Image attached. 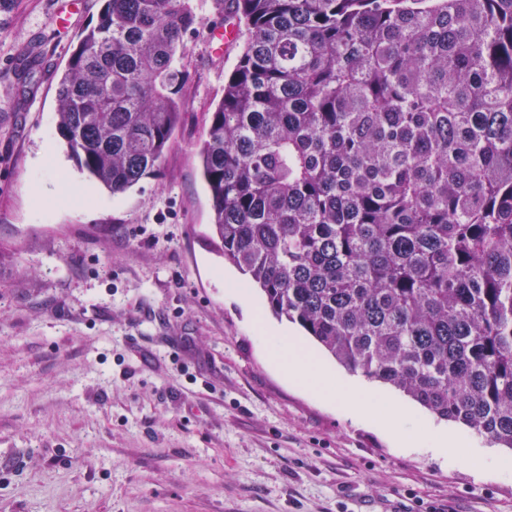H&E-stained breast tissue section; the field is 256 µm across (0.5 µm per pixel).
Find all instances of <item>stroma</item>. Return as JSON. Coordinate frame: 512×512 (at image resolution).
<instances>
[{
	"mask_svg": "<svg viewBox=\"0 0 512 512\" xmlns=\"http://www.w3.org/2000/svg\"><path fill=\"white\" fill-rule=\"evenodd\" d=\"M102 0H0V512H512V478L402 452L291 386L227 291L199 149L241 41L187 39L157 176L112 193L56 125Z\"/></svg>",
	"mask_w": 512,
	"mask_h": 512,
	"instance_id": "35a3bbf8",
	"label": "stroma"
}]
</instances>
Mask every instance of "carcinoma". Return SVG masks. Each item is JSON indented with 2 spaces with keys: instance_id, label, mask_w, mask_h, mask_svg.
I'll return each instance as SVG.
<instances>
[{
  "instance_id": "cac0c4a2",
  "label": "carcinoma",
  "mask_w": 512,
  "mask_h": 512,
  "mask_svg": "<svg viewBox=\"0 0 512 512\" xmlns=\"http://www.w3.org/2000/svg\"><path fill=\"white\" fill-rule=\"evenodd\" d=\"M200 149L224 261L350 373L512 450V0H229ZM195 0H105L57 89L124 192L179 125Z\"/></svg>"
}]
</instances>
